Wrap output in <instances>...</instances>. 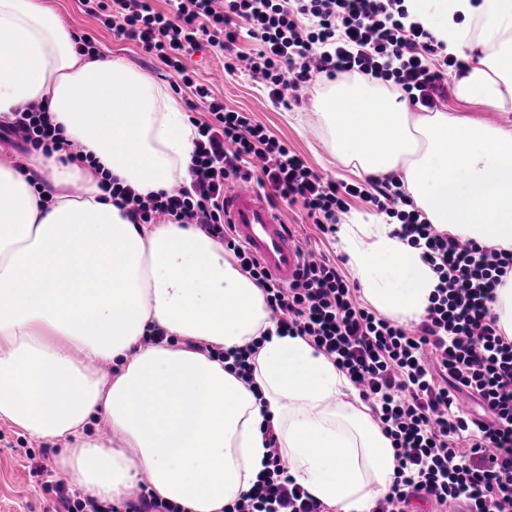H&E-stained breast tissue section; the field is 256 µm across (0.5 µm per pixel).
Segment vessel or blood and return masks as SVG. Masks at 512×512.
Returning a JSON list of instances; mask_svg holds the SVG:
<instances>
[{
	"instance_id": "vessel-or-blood-1",
	"label": "vessel or blood",
	"mask_w": 512,
	"mask_h": 512,
	"mask_svg": "<svg viewBox=\"0 0 512 512\" xmlns=\"http://www.w3.org/2000/svg\"><path fill=\"white\" fill-rule=\"evenodd\" d=\"M224 221L235 239L275 278L292 282L302 270L303 245L252 181L224 191Z\"/></svg>"
}]
</instances>
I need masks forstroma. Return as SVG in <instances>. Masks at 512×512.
Here are the masks:
<instances>
[{
  "label": "stroma",
  "instance_id": "obj_1",
  "mask_svg": "<svg viewBox=\"0 0 512 512\" xmlns=\"http://www.w3.org/2000/svg\"><path fill=\"white\" fill-rule=\"evenodd\" d=\"M45 2L61 14L73 33L92 35L97 52H112L168 87H175L178 81L175 74L133 44L118 39L112 30L87 15L80 0ZM187 65L201 82L223 99L225 105L251 112L256 121L286 142L313 169L333 174L339 180H353L349 167L336 159L325 144L322 123L315 109L316 95H309L302 107L288 110L274 106L246 74H226L223 57L210 50L196 52ZM443 109L465 121L512 127V106L498 109L478 101L459 99L452 93ZM279 214L284 223L291 225L302 237L307 247L335 262L343 256L341 241L324 238L314 225L303 223L297 209L283 206ZM21 448L27 450V457L18 456L17 451ZM58 455L55 445L0 421V512H52V495L45 492L30 470L42 459L47 460L50 467H57Z\"/></svg>",
  "mask_w": 512,
  "mask_h": 512
}]
</instances>
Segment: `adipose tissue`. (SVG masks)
I'll return each mask as SVG.
<instances>
[{
  "label": "adipose tissue",
  "mask_w": 512,
  "mask_h": 512,
  "mask_svg": "<svg viewBox=\"0 0 512 512\" xmlns=\"http://www.w3.org/2000/svg\"><path fill=\"white\" fill-rule=\"evenodd\" d=\"M448 51L483 48L463 99L512 103V0H411ZM48 105L77 161L39 156L40 184L0 166V420L60 443L85 496L113 502L141 479L185 512H224L263 469L271 422L294 481L334 512H369L394 450L349 378L298 336H277L259 285L223 244L181 224H138L98 183L169 191L197 130L168 86L89 57L41 0H0V123ZM336 158L363 177L400 170L441 233L512 247V130L413 112L398 94L339 80L316 102ZM79 184L76 195L60 184ZM342 248L364 297L406 325L438 278L384 218L352 215ZM160 332L164 342L148 343ZM188 347L173 346V339ZM260 340L253 381L208 346ZM105 434L89 436L91 415Z\"/></svg>",
  "instance_id": "obj_1"
}]
</instances>
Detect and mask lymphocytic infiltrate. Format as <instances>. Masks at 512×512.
I'll return each instance as SVG.
<instances>
[{"mask_svg": "<svg viewBox=\"0 0 512 512\" xmlns=\"http://www.w3.org/2000/svg\"><path fill=\"white\" fill-rule=\"evenodd\" d=\"M88 15L175 72L206 112L187 176L171 192L142 196L110 184L134 220L192 224L224 243L241 270L262 288L279 335L307 340L344 372L390 439L397 463L388 491L371 512H407L421 498L467 512H512V339L491 310L496 288L512 273V249L464 241L436 231L422 217L401 177L343 182L314 171L250 113L228 108L189 73L185 58L202 47L225 56L234 72L245 63L262 91L284 108L301 105L317 76L359 74L403 93L412 106L438 110L448 75L466 60L422 24L405 0H82ZM253 47L242 50L239 39ZM69 150L47 109L31 105L0 126V140ZM246 176L274 199L300 206L322 235L338 231L351 200L397 219L401 240L423 252L439 283L414 328L359 302L340 267L305 251L292 284L273 279L224 222V186ZM477 399L484 416L458 413L460 394ZM264 471L230 512H331L289 475L276 436ZM54 512H182L143 492L123 508L76 499L69 485L48 481Z\"/></svg>", "mask_w": 512, "mask_h": 512, "instance_id": "lymphocytic-infiltrate-1", "label": "lymphocytic infiltrate"}]
</instances>
